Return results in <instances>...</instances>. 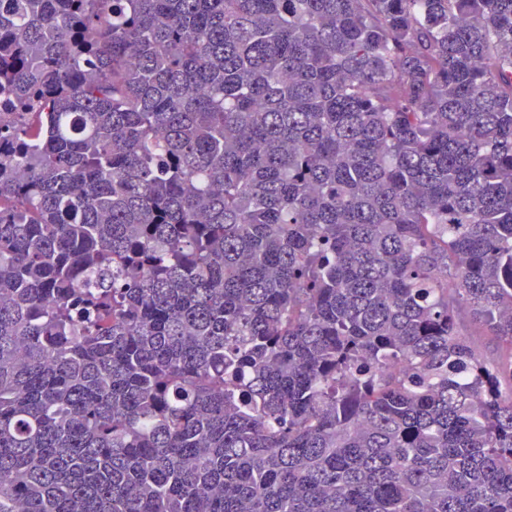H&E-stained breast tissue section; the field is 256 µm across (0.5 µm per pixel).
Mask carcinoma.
I'll return each mask as SVG.
<instances>
[{
    "instance_id": "cac0c4a2",
    "label": "carcinoma",
    "mask_w": 512,
    "mask_h": 512,
    "mask_svg": "<svg viewBox=\"0 0 512 512\" xmlns=\"http://www.w3.org/2000/svg\"><path fill=\"white\" fill-rule=\"evenodd\" d=\"M0 102V512H512V0H0Z\"/></svg>"
}]
</instances>
